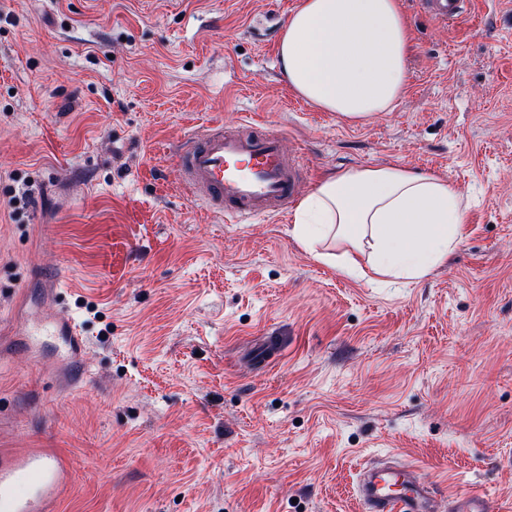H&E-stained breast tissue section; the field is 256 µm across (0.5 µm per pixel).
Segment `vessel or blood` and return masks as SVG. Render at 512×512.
<instances>
[{"mask_svg":"<svg viewBox=\"0 0 512 512\" xmlns=\"http://www.w3.org/2000/svg\"><path fill=\"white\" fill-rule=\"evenodd\" d=\"M433 20L448 24L467 11L466 0H420ZM181 185L208 212L255 219L287 214L298 194L304 164L289 154L280 135L247 120L235 128L211 121L177 147ZM64 460L45 450L0 457V512H48L67 485ZM357 494L367 512H492L489 499L474 492L454 495L441 508L435 486L419 468L393 460L368 462Z\"/></svg>","mask_w":512,"mask_h":512,"instance_id":"1","label":"vessel or blood"}]
</instances>
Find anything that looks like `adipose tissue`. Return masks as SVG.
<instances>
[{"instance_id":"ef3b65f1","label":"adipose tissue","mask_w":512,"mask_h":512,"mask_svg":"<svg viewBox=\"0 0 512 512\" xmlns=\"http://www.w3.org/2000/svg\"><path fill=\"white\" fill-rule=\"evenodd\" d=\"M411 41L398 0H301L279 47L283 78L313 106L349 121L393 111L409 82ZM462 196L445 179L384 165L323 180L300 202L293 232L345 275L422 279L459 242Z\"/></svg>"}]
</instances>
